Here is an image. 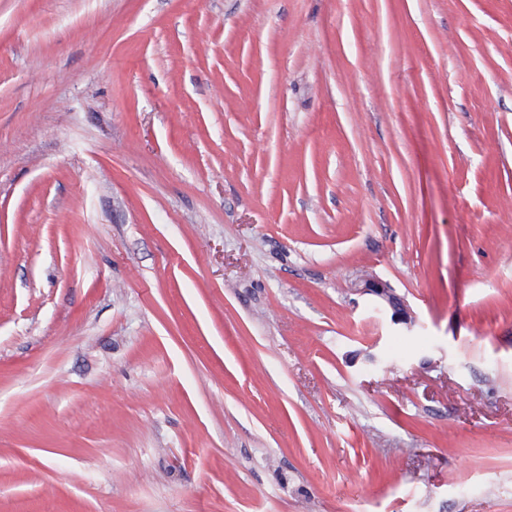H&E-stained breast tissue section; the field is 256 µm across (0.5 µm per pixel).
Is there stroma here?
<instances>
[{"label":"stroma","mask_w":512,"mask_h":512,"mask_svg":"<svg viewBox=\"0 0 512 512\" xmlns=\"http://www.w3.org/2000/svg\"><path fill=\"white\" fill-rule=\"evenodd\" d=\"M0 512H512V0H0Z\"/></svg>","instance_id":"1"}]
</instances>
